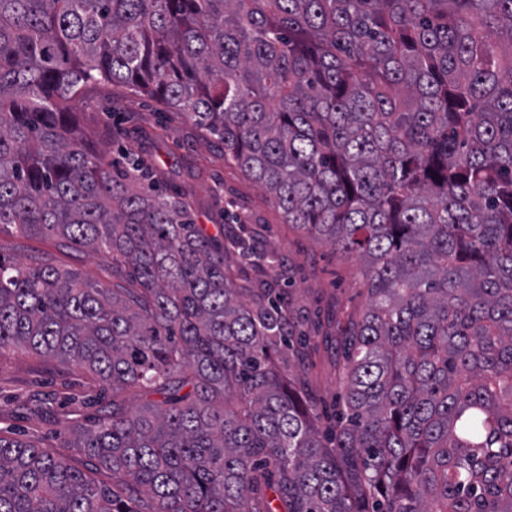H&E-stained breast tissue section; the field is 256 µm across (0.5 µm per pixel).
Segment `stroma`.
<instances>
[{"instance_id": "35a3bbf8", "label": "stroma", "mask_w": 512, "mask_h": 512, "mask_svg": "<svg viewBox=\"0 0 512 512\" xmlns=\"http://www.w3.org/2000/svg\"><path fill=\"white\" fill-rule=\"evenodd\" d=\"M88 144L108 157L132 153L157 170L168 187L193 204V218L206 228L223 223L225 214L254 225L261 244L294 269L289 296L295 308L319 313L311 331L305 384L315 396L323 422H331L340 392L336 338L349 313L365 305L362 260L316 242L285 224L281 210L256 184L224 162V151L191 121L122 84L94 89L77 108ZM0 245L14 256H43L83 276L111 282L100 257L66 248L52 237L30 238L13 227L0 229ZM53 404L44 415L29 408L31 396ZM112 392L95 377L68 362L49 360L8 347L0 350V434L26 439L53 454L70 457L88 469L86 458L61 448L59 437L96 416Z\"/></svg>"}]
</instances>
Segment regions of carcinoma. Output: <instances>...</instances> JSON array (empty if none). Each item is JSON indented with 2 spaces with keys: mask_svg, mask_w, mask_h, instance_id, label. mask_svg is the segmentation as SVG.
I'll use <instances>...</instances> for the list:
<instances>
[{
  "mask_svg": "<svg viewBox=\"0 0 512 512\" xmlns=\"http://www.w3.org/2000/svg\"><path fill=\"white\" fill-rule=\"evenodd\" d=\"M103 83L366 258L331 436L278 367L306 356L289 269L89 150ZM2 225L111 263L0 248V348L112 386L65 444L112 484L0 436V512H512V0H0ZM1 244L14 256H44L53 264L76 270L85 277L112 284L111 270L106 261L82 250L62 247L56 238L24 237L17 234L13 227L5 226L0 233Z\"/></svg>",
  "mask_w": 512,
  "mask_h": 512,
  "instance_id": "1",
  "label": "carcinoma"
}]
</instances>
